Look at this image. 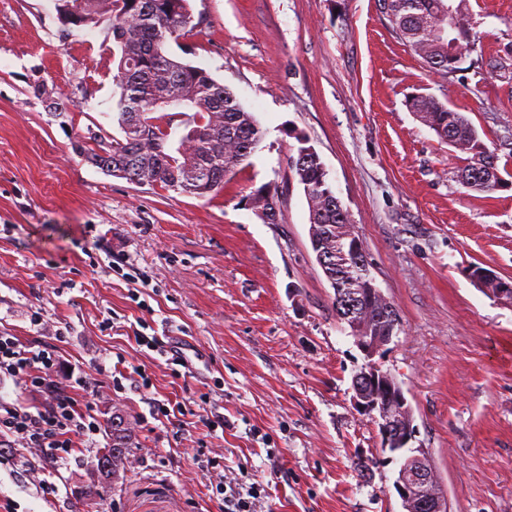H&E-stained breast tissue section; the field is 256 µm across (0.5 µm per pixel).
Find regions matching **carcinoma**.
<instances>
[{
  "label": "carcinoma",
  "mask_w": 512,
  "mask_h": 512,
  "mask_svg": "<svg viewBox=\"0 0 512 512\" xmlns=\"http://www.w3.org/2000/svg\"><path fill=\"white\" fill-rule=\"evenodd\" d=\"M452 7L456 20L453 42L438 33L441 12ZM58 16L81 30L106 25L112 33V75L116 98L112 119L120 136L87 152L91 164L124 179L135 175L153 188L208 199L255 152L263 130L255 115L234 94L198 66L168 52L170 41L195 28L190 0H55ZM379 13L395 37L443 79L461 71L455 55L471 52L469 0H377ZM418 120L442 142L466 153L464 146L481 141L471 120L436 98L422 95L409 102ZM291 168L306 198L309 239L324 275L347 291L334 298L337 316L356 320L370 333L400 331L397 309L390 300L354 302V291L371 278L365 251L356 258L340 255V244L355 234L347 210L336 198L320 159L311 154L290 157ZM509 173L495 153L481 162L464 158L458 178L465 188L489 194ZM255 214L268 222L269 213L281 209L277 189L269 185L248 196ZM107 426L112 447L127 449V429L116 416Z\"/></svg>",
  "instance_id": "obj_1"
}]
</instances>
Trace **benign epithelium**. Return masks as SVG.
<instances>
[{"label":"benign epithelium","instance_id":"benign-epithelium-1","mask_svg":"<svg viewBox=\"0 0 512 512\" xmlns=\"http://www.w3.org/2000/svg\"><path fill=\"white\" fill-rule=\"evenodd\" d=\"M350 335L365 354L367 363L354 375L352 391L355 408L372 416L379 423L384 438H389L393 420L401 421L404 436L401 442L409 444L416 432L407 417V399L402 392L389 385V375L374 358L392 341V336H366L358 323L351 325ZM400 461L395 489L405 512H443V502L433 491L435 473L426 466L427 454L421 447L408 451L396 450Z\"/></svg>","mask_w":512,"mask_h":512}]
</instances>
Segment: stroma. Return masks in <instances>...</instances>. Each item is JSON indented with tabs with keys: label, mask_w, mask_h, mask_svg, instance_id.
<instances>
[{
	"label": "stroma",
	"mask_w": 512,
	"mask_h": 512,
	"mask_svg": "<svg viewBox=\"0 0 512 512\" xmlns=\"http://www.w3.org/2000/svg\"><path fill=\"white\" fill-rule=\"evenodd\" d=\"M476 54L496 70L443 79L398 42L376 0H190L183 60L206 69L265 136L208 200L87 163L110 141L112 42L67 30L54 0H0V335L82 378L97 435L52 467L0 458V512H224L214 486H258L255 512H403L399 464L358 412L364 359L311 248L288 168L317 151L401 330L381 366L402 386L450 512H512V177L457 180L461 155L409 110L424 94L512 156V0H470ZM277 187L282 220L252 210ZM156 337L159 348L138 345ZM184 404L167 418L158 404ZM132 446L103 477L105 426ZM223 418V428L207 421Z\"/></svg>",
	"instance_id": "stroma-1"
}]
</instances>
